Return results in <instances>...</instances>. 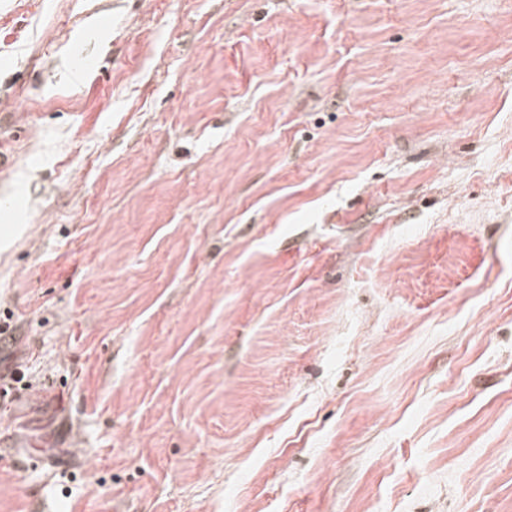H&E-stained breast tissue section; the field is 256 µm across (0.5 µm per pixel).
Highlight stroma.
<instances>
[{"label":"stroma","instance_id":"1","mask_svg":"<svg viewBox=\"0 0 512 512\" xmlns=\"http://www.w3.org/2000/svg\"><path fill=\"white\" fill-rule=\"evenodd\" d=\"M2 58L0 512H512V0H0Z\"/></svg>","mask_w":512,"mask_h":512}]
</instances>
